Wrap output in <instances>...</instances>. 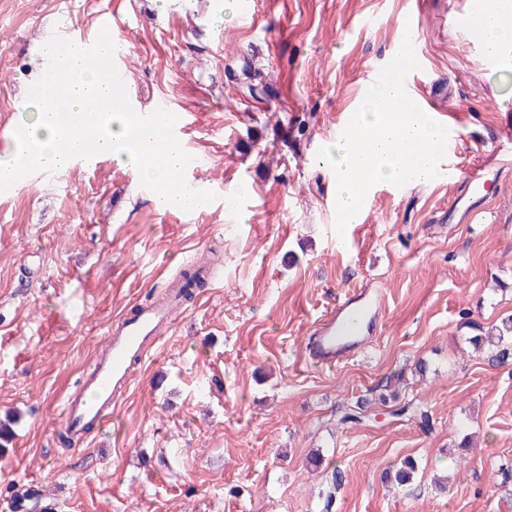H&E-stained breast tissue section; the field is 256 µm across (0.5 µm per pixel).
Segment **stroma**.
Here are the masks:
<instances>
[{
	"mask_svg": "<svg viewBox=\"0 0 512 512\" xmlns=\"http://www.w3.org/2000/svg\"><path fill=\"white\" fill-rule=\"evenodd\" d=\"M459 0H0V128L21 126L55 23L124 41V93L186 113L204 209L162 211L137 171L101 157L0 188V449L4 490L38 483L35 512H512V366L467 350L463 317L512 314V71L484 73L449 20ZM422 33L417 94L445 82L449 160L497 173L480 212L465 182L373 187L337 232L336 182L315 163L362 104L406 23ZM219 251L211 284L134 370L81 447L61 410L110 323ZM384 290L360 350L332 367L303 351L315 319ZM424 360V378L410 376ZM385 395L358 425L336 409ZM427 410L428 428L396 416ZM473 445L460 450L464 434ZM419 470L397 488L382 474ZM343 480L331 482L333 471Z\"/></svg>",
	"mask_w": 512,
	"mask_h": 512,
	"instance_id": "35a3bbf8",
	"label": "stroma"
}]
</instances>
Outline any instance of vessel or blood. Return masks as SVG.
<instances>
[{
  "label": "vessel or blood",
  "instance_id": "1",
  "mask_svg": "<svg viewBox=\"0 0 512 512\" xmlns=\"http://www.w3.org/2000/svg\"><path fill=\"white\" fill-rule=\"evenodd\" d=\"M454 29L468 36H476L484 27L482 0H464L453 20ZM112 29L111 16H103L93 35L78 36L65 26L58 27L53 42L59 47L80 45L87 63H98L103 40ZM414 102L449 133H456L454 113L442 111L433 98L414 95ZM383 294H375L362 305L343 303L336 311L322 316L316 323L305 357L326 366H334L349 344L357 342L363 332L364 320L381 312ZM177 299L167 295L150 306L136 309L110 325L106 342L92 365L81 378L79 392L67 397L61 418L72 440L78 441L86 429L106 422L114 407L128 391L132 382V369L155 349L171 331L177 317Z\"/></svg>",
  "mask_w": 512,
  "mask_h": 512
}]
</instances>
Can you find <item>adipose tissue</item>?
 <instances>
[{"label": "adipose tissue", "instance_id": "1", "mask_svg": "<svg viewBox=\"0 0 512 512\" xmlns=\"http://www.w3.org/2000/svg\"><path fill=\"white\" fill-rule=\"evenodd\" d=\"M43 52L57 65L43 74L39 94L28 101L34 120L27 127L20 173L32 176L67 169L82 157L91 140L100 154L112 157L117 164L135 167L143 182L157 188L155 204L159 209L201 208L200 194L193 184H171L182 163L178 142H166L150 161L140 153V145L153 141L165 126L164 113L153 112L143 119L126 112L121 88L112 85L106 68L85 65L80 46L62 51L50 43ZM91 103L100 106L94 122L85 113Z\"/></svg>", "mask_w": 512, "mask_h": 512}]
</instances>
